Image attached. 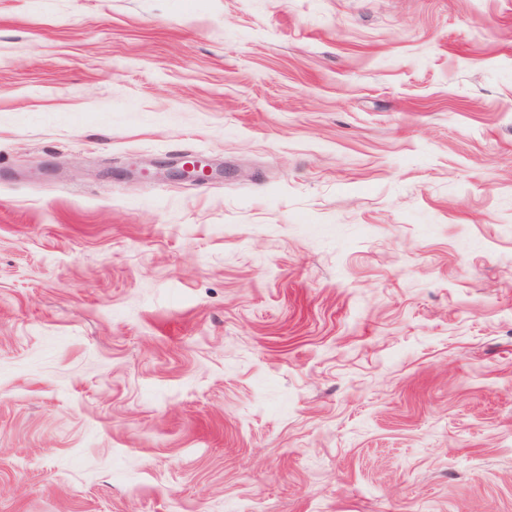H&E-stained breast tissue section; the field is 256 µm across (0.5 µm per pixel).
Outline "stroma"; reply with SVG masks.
Here are the masks:
<instances>
[{
	"label": "stroma",
	"instance_id": "1",
	"mask_svg": "<svg viewBox=\"0 0 512 512\" xmlns=\"http://www.w3.org/2000/svg\"><path fill=\"white\" fill-rule=\"evenodd\" d=\"M0 512H512V0H0Z\"/></svg>",
	"mask_w": 512,
	"mask_h": 512
}]
</instances>
